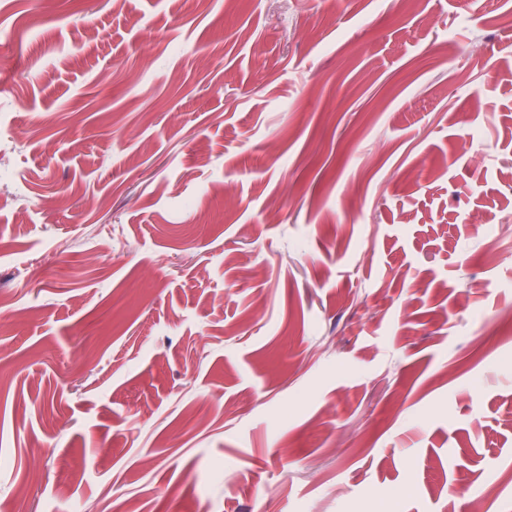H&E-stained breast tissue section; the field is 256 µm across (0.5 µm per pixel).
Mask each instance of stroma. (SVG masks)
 Here are the masks:
<instances>
[{
    "label": "stroma",
    "mask_w": 512,
    "mask_h": 512,
    "mask_svg": "<svg viewBox=\"0 0 512 512\" xmlns=\"http://www.w3.org/2000/svg\"><path fill=\"white\" fill-rule=\"evenodd\" d=\"M472 2L0 0L5 512H512V0Z\"/></svg>",
    "instance_id": "obj_1"
}]
</instances>
